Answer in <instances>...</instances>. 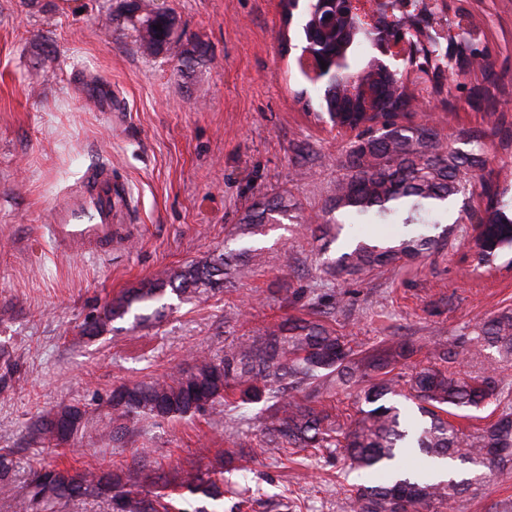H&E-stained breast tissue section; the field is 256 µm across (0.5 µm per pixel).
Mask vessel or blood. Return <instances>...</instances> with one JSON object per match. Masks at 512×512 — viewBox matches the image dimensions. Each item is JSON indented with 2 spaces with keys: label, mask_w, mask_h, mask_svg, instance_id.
<instances>
[{
  "label": "vessel or blood",
  "mask_w": 512,
  "mask_h": 512,
  "mask_svg": "<svg viewBox=\"0 0 512 512\" xmlns=\"http://www.w3.org/2000/svg\"><path fill=\"white\" fill-rule=\"evenodd\" d=\"M40 236L57 255L104 257L121 242V227L113 222L110 169L85 173L79 187L55 197Z\"/></svg>",
  "instance_id": "obj_1"
}]
</instances>
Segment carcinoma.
I'll return each mask as SVG.
<instances>
[{"mask_svg": "<svg viewBox=\"0 0 512 512\" xmlns=\"http://www.w3.org/2000/svg\"><path fill=\"white\" fill-rule=\"evenodd\" d=\"M282 3L287 16L297 18L295 35L301 50L327 64L317 117L338 131L346 126L359 129L342 161L345 176L336 183L316 230L327 236L326 216L340 210L359 224H400L408 229L391 240L350 231L347 251L327 265V273L345 281L358 279L382 268L410 265L445 248L448 230L436 236L428 231L441 225L448 199L460 192L461 176H479L488 167L485 139L500 135L512 142V132L464 129L461 134L471 145L464 151L448 147L429 124H403L401 117L415 101L404 83L405 64L389 69L379 53L361 59L370 34L352 18L337 20L339 39L318 38L314 23L319 0ZM111 20L134 29L143 54H163L181 66L190 62V50L174 21L153 15L141 0L124 13L111 14ZM157 25L161 29H155ZM489 58L487 43L478 38L456 44L450 54L447 46H434L423 62L435 71L479 68L482 83L471 87L468 97L489 101V86L495 84ZM362 85L377 93L368 108L356 99ZM485 198L484 209L469 214L471 223L487 225L469 242L476 275L496 268L502 254L512 251V197L505 190L487 191ZM297 210L286 193L256 201L240 217L237 235L255 236L266 224L292 220ZM257 252L253 246L226 250L124 294L104 309L103 320L93 323L90 331L134 307L143 310L136 315L138 321L159 315L167 308L163 299L169 293L181 301L222 292ZM148 309L152 314H146ZM487 350L496 356H485ZM417 351L415 342L405 338L375 348L354 346L330 324L326 310L312 308L271 325L258 339L228 343L219 360H203L167 379L121 386L112 394V432L123 429L122 421L141 415L183 418L220 404L236 420L247 405L263 402L268 453L286 456L304 448H339L343 466L385 474L379 485L352 487V512H454L463 494L475 493L492 478L512 471L511 411L502 409L496 420L474 430L450 421L461 410L503 403L509 384L506 371L512 366V309L481 323L472 336L437 343L427 364L408 365ZM465 359L471 372L454 370V364ZM347 390L356 392L363 407L353 415L339 408L331 413L325 399ZM61 411L67 422L56 425L48 416L37 426L43 439L65 442L78 431L81 409L68 405ZM409 454L422 456L426 469L409 476L400 473V461ZM446 459L473 466L474 475L460 481L437 479L435 465ZM180 480L190 494L212 501L240 486L225 477L222 468L189 470ZM142 483V470L136 467L73 473L54 466L22 485L19 495L35 508L96 495L109 500L112 512H181L168 496L140 491Z\"/></svg>", "mask_w": 512, "mask_h": 512, "instance_id": "carcinoma-1", "label": "carcinoma"}]
</instances>
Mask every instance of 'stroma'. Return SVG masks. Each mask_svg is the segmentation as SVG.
Segmentation results:
<instances>
[{"label":"stroma","instance_id":"obj_1","mask_svg":"<svg viewBox=\"0 0 512 512\" xmlns=\"http://www.w3.org/2000/svg\"><path fill=\"white\" fill-rule=\"evenodd\" d=\"M126 0H0V454L13 467L0 477V512H27L16 494L51 463L112 471L145 460L158 483L205 468L225 452L253 449L250 500L187 497L185 512H266L268 497L290 512H351L343 489L357 483L336 449L309 448L286 460L264 453V412L253 404L232 432L224 409L185 419L127 421L121 439L104 434L117 387L166 377L216 359L237 336L302 311L306 301L344 295L333 326L364 347L408 336L424 360L434 342L472 330L512 309V270L474 277L464 259L479 196L463 191L448 211V244L416 264L343 282L324 273L342 252L325 243L310 214L320 211L344 171L348 136L316 123L302 94L315 84L300 49L285 44L281 0H160L200 56L175 67L143 55L132 29L109 12ZM503 77L496 110L485 116L465 98L471 76L438 94L407 77L416 95L404 123L429 122L450 146L461 129H512V0H466ZM112 170L124 198V243L101 259L60 257L35 246L56 196L95 167ZM291 194L298 218L266 225L261 254L231 291L174 302L163 316H133L87 333L104 308L189 262L234 247L231 231L257 198ZM84 413L67 445H44L34 430L61 405ZM457 512H512V475L468 494Z\"/></svg>","mask_w":512,"mask_h":512}]
</instances>
